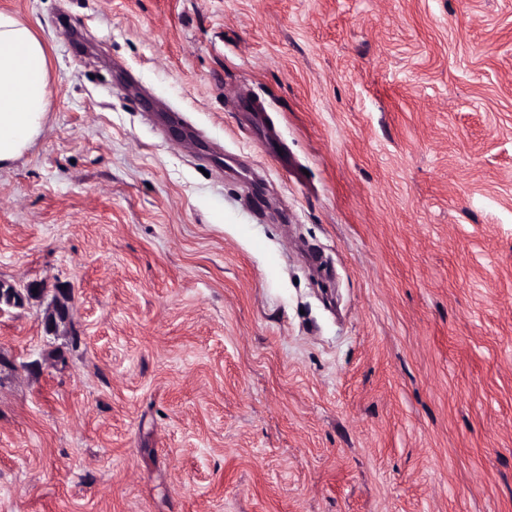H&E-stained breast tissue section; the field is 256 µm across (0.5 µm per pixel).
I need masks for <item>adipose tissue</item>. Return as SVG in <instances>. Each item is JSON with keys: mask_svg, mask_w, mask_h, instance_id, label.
Segmentation results:
<instances>
[{"mask_svg": "<svg viewBox=\"0 0 512 512\" xmlns=\"http://www.w3.org/2000/svg\"><path fill=\"white\" fill-rule=\"evenodd\" d=\"M48 85L44 44L24 21L0 12V166L40 136L51 106Z\"/></svg>", "mask_w": 512, "mask_h": 512, "instance_id": "obj_1", "label": "adipose tissue"}]
</instances>
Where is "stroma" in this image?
<instances>
[{
  "label": "stroma",
  "instance_id": "35a3bbf8",
  "mask_svg": "<svg viewBox=\"0 0 512 512\" xmlns=\"http://www.w3.org/2000/svg\"><path fill=\"white\" fill-rule=\"evenodd\" d=\"M0 11V512H512V0ZM46 49L18 17L0 12V167L38 139L50 112ZM32 302L40 305L47 303L41 318V325L47 335H57L61 326L66 327L72 322L73 305L67 288L58 285L50 288L42 281L19 286L0 281V312L4 311V307L21 308Z\"/></svg>",
  "mask_w": 512,
  "mask_h": 512
}]
</instances>
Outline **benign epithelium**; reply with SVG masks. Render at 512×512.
<instances>
[{
    "mask_svg": "<svg viewBox=\"0 0 512 512\" xmlns=\"http://www.w3.org/2000/svg\"><path fill=\"white\" fill-rule=\"evenodd\" d=\"M33 302L46 304L41 325L48 335H55L60 327L72 322L73 305L69 290L43 282L14 285L0 281V312L6 308H21Z\"/></svg>",
    "mask_w": 512,
    "mask_h": 512,
    "instance_id": "benign-epithelium-1",
    "label": "benign epithelium"
}]
</instances>
